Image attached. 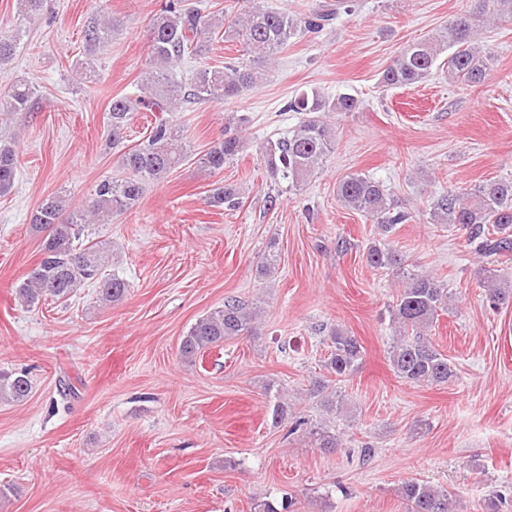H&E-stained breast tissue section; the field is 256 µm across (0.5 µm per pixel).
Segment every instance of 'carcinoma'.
I'll list each match as a JSON object with an SVG mask.
<instances>
[{"instance_id": "obj_1", "label": "carcinoma", "mask_w": 512, "mask_h": 512, "mask_svg": "<svg viewBox=\"0 0 512 512\" xmlns=\"http://www.w3.org/2000/svg\"><path fill=\"white\" fill-rule=\"evenodd\" d=\"M43 0H20L22 20L16 23L11 39H0V64L14 55L24 20L35 16ZM243 7L224 29V37L240 45L241 56L223 68L204 67L188 82L177 79L176 68L189 53L204 55L210 50L212 34L220 29L213 18L187 9L183 0H166L148 29V54L142 79V94L131 98L115 97L110 106L107 144L114 148L124 142L132 114L144 109L169 114L154 120L138 144L124 152L125 174L100 180L82 207L70 206L62 192L45 197L33 215V224L46 232L39 257L26 278L17 287L19 300L32 307L48 297L65 301L78 289L91 285L98 299L118 302L128 293L129 284L106 273V250L94 225L103 224L114 214L135 209L148 184L163 180L187 157V143L172 114L199 101H222L250 90L260 71L287 48L301 32L320 29L330 20L329 11H316L297 17L286 11L265 8L258 0H242ZM470 9L454 16L435 34L414 42L396 55L383 70L385 87H412L426 79L436 63L448 66V74L469 87L484 83L491 52L477 42L482 23L512 21V0H470ZM114 20L98 19L85 31L91 47L106 45L112 37ZM35 95L34 87L22 84L6 97H0V112H22ZM303 112L306 118L288 134L269 140L261 154L274 183L292 189L317 174L335 147V134L323 120L324 112H353L358 101L342 96L329 99L317 91L303 92L287 106ZM248 119H232L224 128V137L198 158L201 170L218 175L243 149L244 127ZM17 173L16 152L11 142L0 140V193L10 191ZM339 201L348 209L372 218L381 238L368 248V264L392 270L401 287L389 308L392 325L399 337L388 350V362L395 376L414 384L445 385L456 376V366L430 340L428 331L437 317L448 310L449 293L444 284L430 274L406 268L404 256L389 241L396 226L409 216L394 210L382 184L362 173H350L337 185ZM210 203L235 207L239 204L235 189L219 186ZM434 224H456L466 231L474 252L484 258L512 254V180L482 182L474 192L448 191L432 203ZM485 301L492 310L512 306V286L502 280L497 269L482 266L478 270ZM260 330L259 311L233 298L206 317L197 320L183 337L179 353L191 362L204 350L216 347L236 336L256 335ZM330 353L324 361L327 375L315 381L310 395L321 398L327 409L341 405L334 385L351 377L360 364L362 345L340 329L328 336ZM31 381L25 374L0 373V398L13 402L26 399ZM308 437L317 448L339 447L335 434L321 427L312 428ZM406 512H457L450 507L451 495L423 482L410 481L401 487Z\"/></svg>"}]
</instances>
